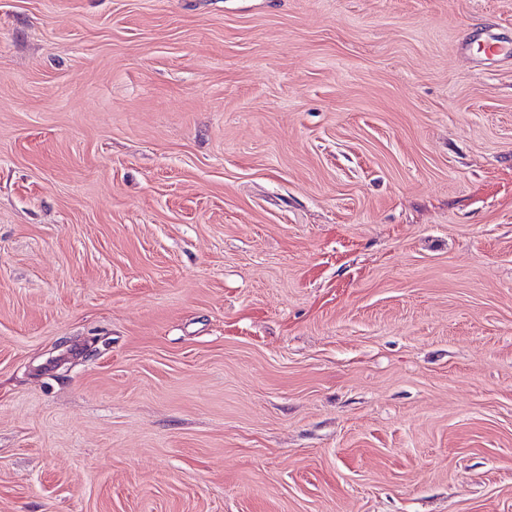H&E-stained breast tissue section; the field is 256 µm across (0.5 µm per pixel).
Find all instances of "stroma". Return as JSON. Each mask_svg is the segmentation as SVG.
<instances>
[{
	"mask_svg": "<svg viewBox=\"0 0 512 512\" xmlns=\"http://www.w3.org/2000/svg\"><path fill=\"white\" fill-rule=\"evenodd\" d=\"M0 512H512V0H0Z\"/></svg>",
	"mask_w": 512,
	"mask_h": 512,
	"instance_id": "obj_1",
	"label": "stroma"
}]
</instances>
